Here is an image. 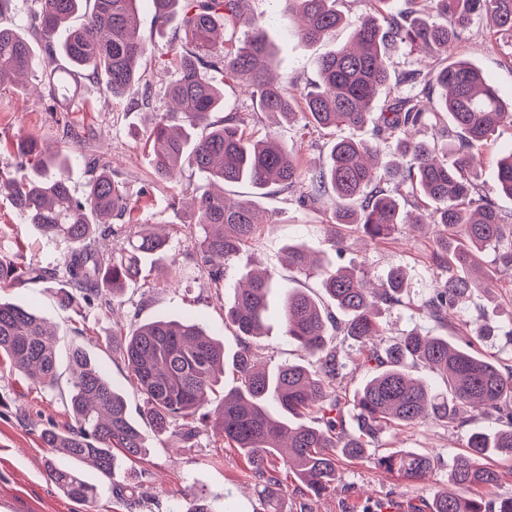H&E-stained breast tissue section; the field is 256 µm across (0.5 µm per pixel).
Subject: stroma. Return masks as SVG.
<instances>
[{"label":"stroma","mask_w":512,"mask_h":512,"mask_svg":"<svg viewBox=\"0 0 512 512\" xmlns=\"http://www.w3.org/2000/svg\"><path fill=\"white\" fill-rule=\"evenodd\" d=\"M255 15L268 22L267 35L275 47L271 65L274 75L294 78L299 84L317 77V59L324 46L309 47L295 35L285 21L284 0H249ZM139 32L148 51L141 67L156 81H169L163 71L171 28L161 27L151 0H141ZM458 51L479 67L495 86L504 103L512 102V33H495L482 21H474L466 30ZM225 111L248 115L254 131L272 132L279 141L293 147L303 163L324 160L330 140L345 136L339 128L325 135L313 133L304 118L274 123L266 114L253 111L241 82L224 86ZM93 132L88 147L106 161L116 180L123 182L133 206L132 216L142 224H188L192 217L183 203L200 183V175L185 169L183 176L157 181L152 176L150 149L145 141L150 129V112L128 100L103 95L96 81L82 78L69 100L54 104L31 87L15 82L0 84V167L15 163L12 146L21 139H33L55 149L61 145V126ZM512 150V123L497 128L491 143L482 147V166L478 181L505 214H512V197L497 189V160ZM270 219L261 235L226 267L224 286L214 289L207 276L197 268L196 255L182 234H172L167 259L176 263L172 272L156 269L147 278L129 283L124 294L112 306L98 305L74 311L58 303L50 280L36 277V270L61 268L66 248L45 244L35 228L16 211L8 196L0 195V257L13 258L29 272L12 286L0 289V300L35 309L57 330L59 380L54 388L34 385L24 374L0 363V512H128L112 491L143 472L151 473L150 498L140 512H170L184 493L206 495L224 512H257L258 487L244 477V460L233 449L214 447L209 438L188 446L168 436H149L145 456L114 476L99 478L85 468V479L95 484L97 495L91 506L76 503L50 484L44 463L50 451L44 448L40 430L49 424L69 422L63 402L68 391V356L78 346L93 359L124 394L131 412H138L140 393L130 386L127 370L119 358L121 329L161 318L192 317L223 343L226 354L239 348L234 327L224 322V306L241 276L253 269L266 270L278 286L267 321V334L256 340L259 359L266 369L299 361L301 352L284 334L281 305L284 294L299 289L320 293L316 277L300 274L288 266L287 245L304 246L321 259L338 261L343 266L360 264L378 275L399 265L409 275L411 306L386 311L387 336L413 331L434 334L438 328L414 305L443 279L444 272L432 260L435 228L416 230L399 225L384 240L372 241L356 236L351 251L336 255L331 234V200L323 198L310 207L298 206L291 194L275 187L267 188L260 200ZM456 327L473 330L490 327L496 338L484 348L501 360L512 358V341L506 333L512 328V273L495 276L489 292L476 295L452 318ZM488 420L477 418L462 429L440 423H427L380 437L379 452L387 449L413 450L430 455L435 467L426 480L410 483L376 467L372 460L344 465L334 490L312 501L313 512H380L391 504L404 506L406 512H429L435 493L448 485V472L456 455L465 446L469 432L487 428Z\"/></svg>","instance_id":"35a3bbf8"}]
</instances>
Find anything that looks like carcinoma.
<instances>
[{
  "instance_id": "1",
  "label": "carcinoma",
  "mask_w": 512,
  "mask_h": 512,
  "mask_svg": "<svg viewBox=\"0 0 512 512\" xmlns=\"http://www.w3.org/2000/svg\"><path fill=\"white\" fill-rule=\"evenodd\" d=\"M26 23L0 22V83L4 78H39L55 100L69 81L78 77L103 82L114 99L136 93L134 104L155 111L148 139L151 166L158 180L176 177L184 165L195 168L203 183L193 193L194 223L180 230L195 250L197 264L214 288L224 287V270L255 241L266 215L249 196L229 201L224 185L247 182L260 194L271 185L300 193L302 204L318 203L327 191L335 197L332 224L339 229L332 246L341 255L348 249L342 227L355 226L372 240L385 239L397 224H433V256L447 277L421 302L420 310L443 327L448 312L459 309L488 288L483 253L494 251V263L512 267V217L501 214L483 194L475 171L476 151L504 121L512 122L497 90L472 63L455 54L464 32L479 19L495 32H512V0H406L409 10L388 13L389 0H366L370 13L354 27L351 43L324 54L317 79L300 89L292 80L270 76L273 52L260 18L247 12L248 0H152L162 24L178 18L180 35L170 43L164 65L173 79L156 89L141 72L147 45L139 34V0H26ZM451 17L454 25L438 23ZM82 22L66 39L57 32L72 19ZM299 20L296 34L309 43L335 40L343 16L336 0H288V20ZM247 28L243 41L229 37L216 44L218 30ZM408 48L443 54L437 71L413 69L396 76L384 57ZM63 58L68 67L56 65ZM243 81L257 110L277 121H290L296 112L310 129L322 133L339 126L355 134L332 143L327 159L303 166L294 150L272 133L249 131L248 119L224 109V81ZM441 89L432 116H444L464 134L457 143L417 140L412 130L427 113L420 98L433 86ZM393 104L371 119L383 96ZM373 124L371 137L357 135ZM71 148L49 150L32 140L16 145L17 168L29 174L16 177L0 168V192L8 190L13 206L50 243L66 245L64 272L41 271L58 281L64 306L111 302L124 286L140 279L146 265L168 249V240L148 229L133 230L122 220L132 207L124 185L108 165L82 154L93 173L82 196H75L66 175L70 153L86 142L71 126H63ZM499 190L512 196V151L498 161ZM407 188L413 199L405 210L387 185ZM123 239L116 254L95 247L97 231ZM288 264L298 272L313 271L321 280L336 317L321 299L305 292L288 294L283 321L288 339L304 360L274 371L258 365L252 341L264 334L270 297L275 285L263 273L248 272L224 307V319L240 338L232 355L236 385L216 397L224 377V345L210 337L194 319L156 320L129 330L119 357L143 397L141 417L157 436L173 434L194 443L205 434L235 449L247 464L246 476L262 486V512H282L280 492L288 475L298 480L299 492L318 498L339 478L346 460L366 457L370 443L385 430L416 426L435 419L461 428L475 417L503 424L469 435L439 491L431 512H512V499L492 496L503 480L486 460L512 461V366L477 350L494 331L483 328L476 337L462 329L457 342L446 336L411 332L389 340L384 347L382 313L403 303L407 274L391 268L380 286H370L372 271L348 269L311 257L302 247L288 246ZM24 274L16 263L0 257V288ZM358 344L359 366L366 379L354 392L358 434L343 432L345 397L336 381L347 360L335 345L337 337ZM58 334L35 310L0 301V356L9 366L36 382L56 380ZM71 389L67 409L71 423L51 425L40 433L52 457L45 461L47 480L78 503L93 500L94 486L80 464H91L104 480L113 478L122 460L146 454V436L130 417L123 396L85 351L70 349ZM423 367L442 376L446 392H435L415 376ZM276 410H271V407ZM376 465L408 482L432 472L433 461L413 451L398 450L376 459ZM128 506L144 503L146 480H133L120 490ZM177 512H218L207 498L194 494Z\"/></svg>"
}]
</instances>
